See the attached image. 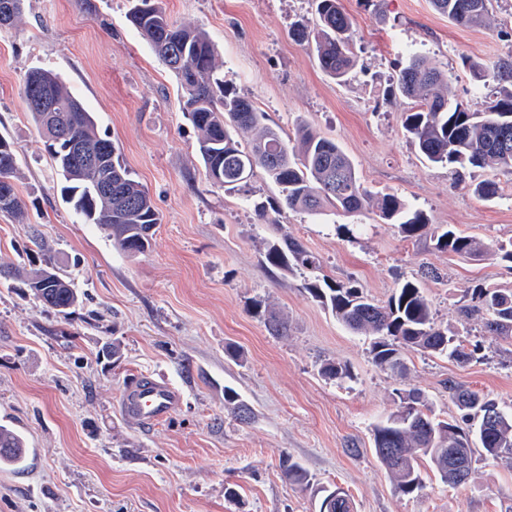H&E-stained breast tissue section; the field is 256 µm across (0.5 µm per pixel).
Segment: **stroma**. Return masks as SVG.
<instances>
[{"label": "stroma", "instance_id": "1", "mask_svg": "<svg viewBox=\"0 0 512 512\" xmlns=\"http://www.w3.org/2000/svg\"><path fill=\"white\" fill-rule=\"evenodd\" d=\"M340 3L354 23L355 65L344 84L292 36L315 27L313 0H161L174 20L207 32L225 81L267 125L292 134L305 123L335 140L370 191L397 194L430 227L479 240L485 256L405 239L372 208L259 218L254 201L280 199L279 188L259 169L232 192L208 181L179 80L131 23L129 0H23L20 21L0 28V136L14 146L28 215L22 224L0 214V262L29 268L52 258L82 296L64 317L18 279L0 277V423L28 450L25 468L0 467V512H318L321 486L347 491L354 512H512L511 465L478 448L467 484H443L426 466L421 496L408 497L376 457L372 432L411 390L436 417L458 416L452 382L512 411V343L461 315L473 289L512 290V263L494 254L512 240V172L474 169L458 180L428 165L402 127L410 100L387 94L414 54L447 77L460 103L486 107L497 84L474 78L467 64L512 54V0H493L480 27L450 22L431 0ZM36 68L63 79L153 198L161 222L143 255L115 248L63 199L23 103L24 77ZM489 177L501 191L487 201L473 186ZM340 222L352 224V236L336 234ZM284 236L317 255L319 269L268 265L264 241ZM322 278L355 281L382 303L400 282L419 280L437 326L479 350L456 362L406 349L404 372L380 369L369 337L305 290ZM270 304L287 318L286 335L268 331ZM112 341L116 362L100 353ZM230 346L239 357L227 355ZM329 362L350 377L322 376ZM145 377L182 396L150 425L119 408ZM228 386L251 409L249 422L225 405ZM285 455L313 487L282 476ZM229 486L236 498L225 497Z\"/></svg>", "mask_w": 512, "mask_h": 512}]
</instances>
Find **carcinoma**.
Segmentation results:
<instances>
[{"label": "carcinoma", "instance_id": "cac0c4a2", "mask_svg": "<svg viewBox=\"0 0 512 512\" xmlns=\"http://www.w3.org/2000/svg\"><path fill=\"white\" fill-rule=\"evenodd\" d=\"M129 18L155 54L176 74L183 91V111L199 132L198 152L208 178L233 189L248 181L257 168L281 189L280 206L320 214L324 208L349 214L376 207L380 216L399 225L406 239L428 233L441 252L476 257L483 253L480 242L451 229L427 232L428 219L409 209L393 193L373 196L360 181L353 162L332 139L307 124L296 132L295 143L286 141L275 129L264 124V114L223 79L217 77L220 64L207 34L191 25L172 19L156 0H129ZM318 23L309 31L295 30L299 41H312L321 69L342 82L354 67L352 51L353 21L339 6V0H314ZM433 8L461 26L486 22L492 0H432ZM492 69L501 84L499 96L482 111H472L456 101L442 73L418 57L409 59L393 81V93L416 102L403 113V128L430 164L461 175L467 168L512 169V57L496 61ZM36 77L37 94L45 95L64 111L59 113L69 128L70 140L97 145L108 142L99 135L93 116L66 87L57 74L35 69L26 76L24 103L40 134L46 139L55 166L66 182L68 203L86 223L105 227L113 245L128 255L146 252L161 222L149 192L133 178L119 159L102 154L95 164L78 161L67 141L52 139L42 113L29 106L30 79ZM247 130L253 138L247 145L235 139L234 132ZM16 154L11 143L0 137V178H15ZM120 184V194L107 199L99 187L107 176ZM5 213L18 220L26 207L17 188ZM493 179L477 183L474 193L482 199L499 194ZM265 260L272 266L292 271L317 267L318 258L300 243L288 238L268 240ZM48 308L66 314L80 303L73 288L49 259L38 268L9 269ZM310 294L331 311L336 320L354 333L373 335L371 353L382 370L401 373L405 366L402 350L417 349L445 355L460 361L472 354L453 335L436 327L430 304L420 284L407 280L394 295L379 303L364 295L356 285L316 279L305 284ZM472 304L464 307L469 318L483 315L485 332L505 340L512 339V292L496 288H475ZM460 421L436 420L431 409L416 391L400 397L398 409L373 429V447L396 489L405 496H417L424 487L421 466L428 463L441 482L458 486L472 473L473 445L479 442L487 455L512 463V412L478 393L449 385ZM24 447L23 437L0 424V462L19 466L25 456L12 453ZM287 479L303 486L312 485L310 474L292 458L280 463ZM319 512H354L350 496L339 488L319 487Z\"/></svg>", "mask_w": 512, "mask_h": 512}]
</instances>
